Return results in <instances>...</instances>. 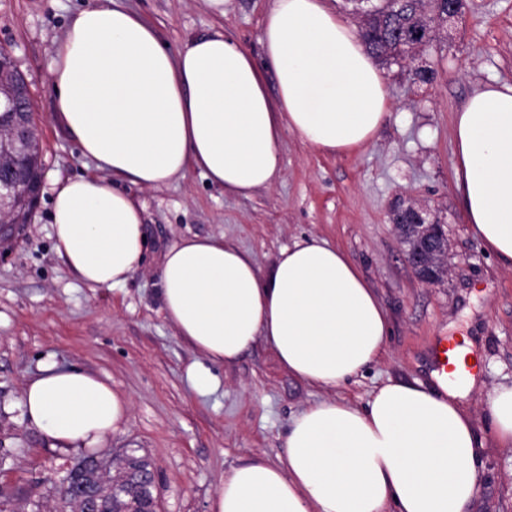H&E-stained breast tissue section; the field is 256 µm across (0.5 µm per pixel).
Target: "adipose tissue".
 I'll list each match as a JSON object with an SVG mask.
<instances>
[{"label":"adipose tissue","mask_w":512,"mask_h":512,"mask_svg":"<svg viewBox=\"0 0 512 512\" xmlns=\"http://www.w3.org/2000/svg\"><path fill=\"white\" fill-rule=\"evenodd\" d=\"M261 45L263 68L219 31L171 51L119 0L73 15L50 69L53 110L96 172L54 181L50 224L81 281L118 287L144 263V207L126 185L159 189L194 168L247 198L280 179L284 136L328 154L375 138L391 110L383 75L326 0H273ZM453 137L466 221L512 268V85L470 96ZM160 293L166 320L211 362L233 365L261 340L289 374L323 389L373 363L388 332L357 267L318 239L282 248L264 272L224 237L183 238L163 255ZM466 394L392 380L361 408L310 405L292 417L284 456L225 471L209 512H464L478 483ZM21 400L55 448L106 443L130 410L104 378L53 363Z\"/></svg>","instance_id":"1"}]
</instances>
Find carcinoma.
<instances>
[{"mask_svg": "<svg viewBox=\"0 0 512 512\" xmlns=\"http://www.w3.org/2000/svg\"><path fill=\"white\" fill-rule=\"evenodd\" d=\"M448 22V0H381L374 12H363L361 38L367 51L387 66L402 59L412 60L436 37V28ZM17 169L28 177L42 169L40 150L23 154L14 160ZM130 455L119 460L110 456L99 459L87 456L70 470L72 478L87 485L85 495H100L101 512H141L144 495L153 494L148 488L138 493L151 463L143 455L136 464L128 463Z\"/></svg>", "mask_w": 512, "mask_h": 512, "instance_id": "cac0c4a2", "label": "carcinoma"}]
</instances>
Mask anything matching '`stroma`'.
Segmentation results:
<instances>
[{"label":"stroma","instance_id":"stroma-1","mask_svg":"<svg viewBox=\"0 0 512 512\" xmlns=\"http://www.w3.org/2000/svg\"><path fill=\"white\" fill-rule=\"evenodd\" d=\"M98 0H0V48L7 49L30 93L46 181L94 174L53 112L49 69L71 16ZM156 25L170 50L223 31L263 62L262 20L272 0H124ZM432 84L413 83L408 68L384 70L393 103L365 146L330 155L285 137L278 183L248 198L225 196L198 171L166 187L129 186L144 206L149 250L125 285L82 283L54 249L50 193L21 234L0 243V512H61L60 479L85 455L54 448L23 414L27 379L45 362L109 378L125 395V425L105 455L136 448L152 461L162 512H208L225 469L255 455L285 451L292 417L316 402L365 405L387 380L436 383L427 365L435 337L465 338L480 364L463 401L480 446L476 494L466 512H512V445L494 434L490 399L512 386V268L487 253L459 199L452 122L468 97L493 83L512 84V0H466L423 56ZM423 204L445 226L451 272L436 284L409 267L391 222L399 201ZM221 235L268 269L281 248L323 239L355 264L385 308L384 352L341 386L322 389L290 375L273 350L256 344L234 365L210 364L177 335L160 301L163 254L179 238ZM215 381L192 388L189 372Z\"/></svg>","mask_w":512,"mask_h":512}]
</instances>
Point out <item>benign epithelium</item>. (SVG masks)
Here are the masks:
<instances>
[{
    "instance_id": "benign-epithelium-1",
    "label": "benign epithelium",
    "mask_w": 512,
    "mask_h": 512,
    "mask_svg": "<svg viewBox=\"0 0 512 512\" xmlns=\"http://www.w3.org/2000/svg\"><path fill=\"white\" fill-rule=\"evenodd\" d=\"M0 112L12 113V120L7 125L8 136L0 139V237L10 235L16 221L12 214L20 203L36 202L44 186V177L36 181H28L15 173L12 164L7 159L14 156L18 147H29L34 140L36 126L31 119V113L18 103L17 93L4 98L0 97ZM405 212L416 218V223L406 224L400 219V213ZM391 221L398 233L410 234L420 240L422 246L413 251L405 250L406 259L415 276L422 282L430 284L433 278L430 268L436 264H444L446 252L441 250L440 238L444 237L442 226L427 221L426 210L411 204L402 210H395Z\"/></svg>"
}]
</instances>
